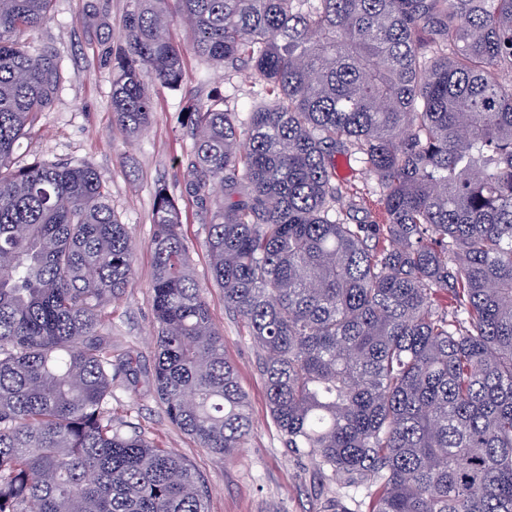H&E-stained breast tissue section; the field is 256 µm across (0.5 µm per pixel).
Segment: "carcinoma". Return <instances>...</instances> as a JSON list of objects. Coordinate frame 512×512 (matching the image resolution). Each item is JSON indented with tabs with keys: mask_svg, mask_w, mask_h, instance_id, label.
Segmentation results:
<instances>
[{
	"mask_svg": "<svg viewBox=\"0 0 512 512\" xmlns=\"http://www.w3.org/2000/svg\"><path fill=\"white\" fill-rule=\"evenodd\" d=\"M52 0H0V512H206L202 477L112 425L102 310L135 252L81 163L13 166L60 59L22 40ZM269 104L187 106L186 190L224 308L262 352L285 447L371 489L368 512H512V0H134L112 119L131 136L184 49ZM379 187L336 183V156ZM353 212L365 220L350 222ZM153 385L228 454L253 427L166 190L154 198Z\"/></svg>",
	"mask_w": 512,
	"mask_h": 512,
	"instance_id": "carcinoma-1",
	"label": "carcinoma"
}]
</instances>
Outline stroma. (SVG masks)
Wrapping results in <instances>:
<instances>
[{
  "mask_svg": "<svg viewBox=\"0 0 512 512\" xmlns=\"http://www.w3.org/2000/svg\"><path fill=\"white\" fill-rule=\"evenodd\" d=\"M131 9L132 0H53L49 21L25 33V42L57 53L63 79L50 107L19 140L13 156L18 167L74 161L95 168L108 185L113 211L128 227L136 250L133 286L106 305L103 321L113 353L134 350L138 368L134 383L113 390V422L144 429L148 441L171 449L195 468L208 486L207 512H327L338 498L367 512L366 488L352 486L345 477L284 448L270 416L259 369L261 352L241 319L224 307V291L211 274L209 219L185 189L191 139L178 122L180 112L190 101L220 98L228 111L247 118L266 103L263 82L249 68H226L187 55L181 87L155 88L151 124L138 138H129L112 121L111 93L113 64L127 45L124 19ZM160 188L181 212V233L195 279L214 326L224 336V355L248 398L253 429L226 456L200 447L172 424L152 385L156 322L149 301L151 240L154 197Z\"/></svg>",
  "mask_w": 512,
  "mask_h": 512,
  "instance_id": "stroma-1",
  "label": "stroma"
}]
</instances>
